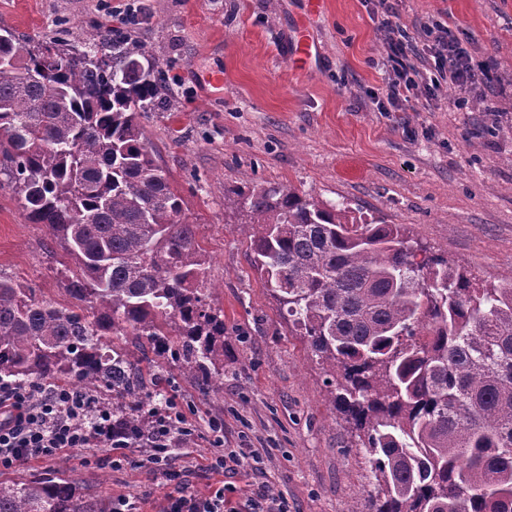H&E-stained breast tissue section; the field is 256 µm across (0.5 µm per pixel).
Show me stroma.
<instances>
[{"instance_id": "obj_1", "label": "stroma", "mask_w": 512, "mask_h": 512, "mask_svg": "<svg viewBox=\"0 0 512 512\" xmlns=\"http://www.w3.org/2000/svg\"><path fill=\"white\" fill-rule=\"evenodd\" d=\"M128 8L138 17L125 34L165 74L164 99L144 126L209 261V302L223 310L228 334L224 387L203 392L145 352L144 378L195 428L168 461L179 480L141 465L136 448L119 468L109 449H68L65 476L90 497L135 496L138 512H161L178 489L203 494L225 481L242 503L262 488L285 497L290 512H365L366 452L334 420L328 376L263 288L249 227L225 207L224 191L289 185L363 220L403 225L479 279L511 275L512 0H398L411 33L447 25L487 71L478 102L458 105L447 84L403 112L376 109L387 75L373 0H323L314 13L307 0H0V32L34 45L62 35L109 57L102 35ZM300 31L318 50L303 68L284 53ZM66 260L12 188H0V274L66 305ZM215 422L225 447L256 458L230 474L212 469Z\"/></svg>"}]
</instances>
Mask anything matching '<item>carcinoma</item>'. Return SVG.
<instances>
[{"label": "carcinoma", "instance_id": "carcinoma-1", "mask_svg": "<svg viewBox=\"0 0 512 512\" xmlns=\"http://www.w3.org/2000/svg\"><path fill=\"white\" fill-rule=\"evenodd\" d=\"M110 60L0 34V175L72 258L62 305L0 275V381L112 389L146 433L137 336L205 391L224 384V312L195 225L142 118L165 89L136 41ZM46 68L42 81L21 72ZM252 264L332 376L375 494L366 512H512V276L487 283L287 185L224 189ZM0 512H106L67 479L0 478Z\"/></svg>", "mask_w": 512, "mask_h": 512}]
</instances>
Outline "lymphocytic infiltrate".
Returning a JSON list of instances; mask_svg holds the SVG:
<instances>
[{
    "label": "lymphocytic infiltrate",
    "instance_id": "1",
    "mask_svg": "<svg viewBox=\"0 0 512 512\" xmlns=\"http://www.w3.org/2000/svg\"><path fill=\"white\" fill-rule=\"evenodd\" d=\"M377 6L383 13L379 29L388 72L386 99L377 109L401 112L418 88L411 76L412 61L418 56L416 43L406 27L394 22L392 0H377ZM427 34L433 39L426 57L435 72L432 87L448 81L464 89L478 80L471 55L449 40L446 30L437 26ZM145 415L151 429L143 434L114 414L111 405L67 386L48 383L27 388L0 382V470L32 459H53L69 448L102 447L144 448L148 463L163 467L173 445L190 436L192 428L176 402L167 397L152 401ZM235 492V486L227 484L204 496L182 494L169 498L163 512H238L231 501Z\"/></svg>",
    "mask_w": 512,
    "mask_h": 512
}]
</instances>
